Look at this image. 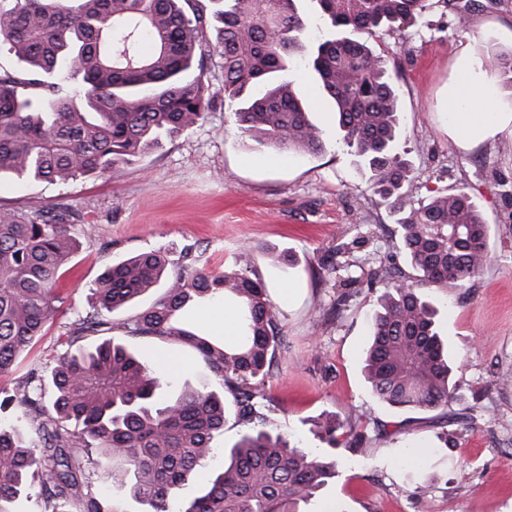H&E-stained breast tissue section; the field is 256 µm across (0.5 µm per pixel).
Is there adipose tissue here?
<instances>
[{"label": "adipose tissue", "instance_id": "1", "mask_svg": "<svg viewBox=\"0 0 512 512\" xmlns=\"http://www.w3.org/2000/svg\"><path fill=\"white\" fill-rule=\"evenodd\" d=\"M459 77L448 89V134L461 150L498 139L512 138V109L495 105L496 85L482 62L468 50L456 61Z\"/></svg>", "mask_w": 512, "mask_h": 512}]
</instances>
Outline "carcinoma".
<instances>
[{
    "label": "carcinoma",
    "mask_w": 512,
    "mask_h": 512,
    "mask_svg": "<svg viewBox=\"0 0 512 512\" xmlns=\"http://www.w3.org/2000/svg\"><path fill=\"white\" fill-rule=\"evenodd\" d=\"M0 4V49L21 70H0V179L70 184L155 149L207 118L219 93L257 147L318 154L300 68L311 70L336 112L343 142L370 171L373 193L398 216L413 282L390 267L372 317L366 369L372 396L393 408L432 411L459 390L437 332L436 307L419 288L458 286L488 261L489 225L462 189L424 202L399 149L396 86L385 60L351 33L403 30L425 0H317L331 32L295 63L309 19L298 0H8ZM217 32L210 40L207 31ZM222 59L223 85L204 80L205 59ZM490 65L512 87V49L490 50ZM77 239L61 214L0 209V376L47 325L62 298L57 282ZM166 252L107 267L91 284L92 312L67 336H97L110 316L151 288L162 297L132 332L194 349L231 396L205 388L169 393L161 373L106 339L59 355L50 380L35 372L0 400L30 425V436L0 427V512L35 497L41 512H128L100 492L94 456L111 462L112 483L143 512H303L340 476L332 449L345 423L325 420L326 447L305 451L273 433L258 386L281 336L265 286L234 271L186 266L166 275ZM236 303L241 335L231 343L184 320L194 303ZM245 426L224 451V467L183 504V488L213 457L226 411Z\"/></svg>",
    "instance_id": "cac0c4a2"
}]
</instances>
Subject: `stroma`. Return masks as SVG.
<instances>
[{
    "mask_svg": "<svg viewBox=\"0 0 512 512\" xmlns=\"http://www.w3.org/2000/svg\"><path fill=\"white\" fill-rule=\"evenodd\" d=\"M460 21L452 0H427L415 26L361 33L386 60L398 88L401 147L415 194L455 187L471 195L490 226V261L464 287L428 290L437 328L459 365V399L445 409L402 411L377 402L363 371L370 319L386 289L370 281L382 265L406 268L395 218L377 204L370 172L342 141L331 104L308 87L324 152L259 148L239 130L222 100L202 123L163 139L159 148L114 176L92 175L66 187L0 181V208L52 211L65 207L80 243L59 282L57 320L0 376L12 389L29 372L51 371L66 349L63 337L89 312V285L114 263L167 251L169 275L183 251L210 270L261 281L275 299L282 345L259 391L274 410L277 433L291 445L315 448L313 421L333 416L343 471L309 512H512V140L460 150L448 135V83L461 48L486 58L512 49V0H477ZM355 245L334 255L339 234ZM292 252L286 266L278 254ZM292 288L280 302L282 288ZM347 294L341 314L332 307ZM161 294L151 289L112 314L111 338L158 368L171 390L216 388L217 380L186 345L128 333L127 325ZM448 434L451 446L440 442ZM430 482L427 495L415 487Z\"/></svg>",
    "mask_w": 512,
    "mask_h": 512,
    "instance_id": "stroma-1",
    "label": "stroma"
}]
</instances>
